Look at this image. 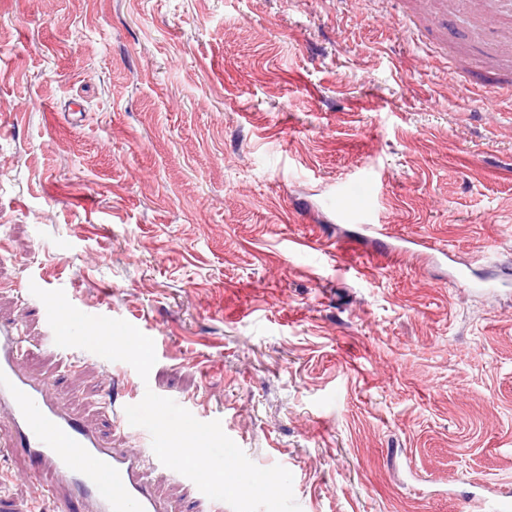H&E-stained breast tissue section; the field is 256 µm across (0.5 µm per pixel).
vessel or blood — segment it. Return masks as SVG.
Here are the masks:
<instances>
[{
    "mask_svg": "<svg viewBox=\"0 0 512 512\" xmlns=\"http://www.w3.org/2000/svg\"><path fill=\"white\" fill-rule=\"evenodd\" d=\"M457 6L479 15V24L471 33L475 40L512 16V0H457ZM477 85L481 95L500 97L512 90V73L481 66ZM376 195L377 176L371 169L337 185L333 195L338 204L362 200L357 220L366 241L372 243L388 235L373 205ZM24 353L20 331L0 324V412L8 416L7 421H0V447L23 449L39 473L61 485L55 495L57 512H164L145 480L148 469L161 466L150 433L130 425L123 406L114 405L111 421L130 445L110 446L99 431L54 398L46 380L20 369L18 361Z\"/></svg>",
    "mask_w": 512,
    "mask_h": 512,
    "instance_id": "obj_1",
    "label": "vessel or blood"
}]
</instances>
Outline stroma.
<instances>
[{"mask_svg": "<svg viewBox=\"0 0 512 512\" xmlns=\"http://www.w3.org/2000/svg\"><path fill=\"white\" fill-rule=\"evenodd\" d=\"M396 0H0V320L107 427L148 384L293 475L301 512L512 491V97L424 59ZM378 170L390 241L330 186ZM152 338L148 379L45 350L31 286ZM21 449L0 512H56Z\"/></svg>", "mask_w": 512, "mask_h": 512, "instance_id": "35a3bbf8", "label": "stroma"}]
</instances>
